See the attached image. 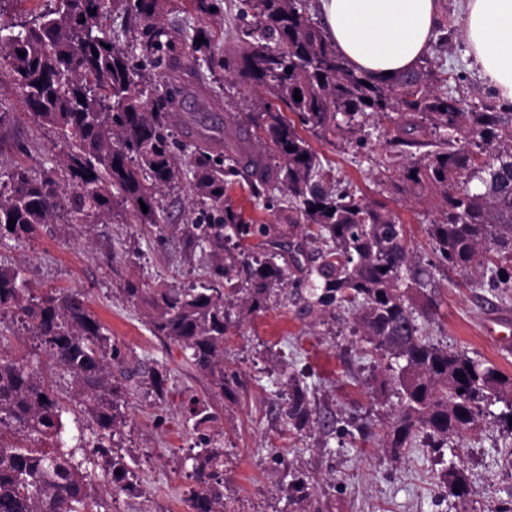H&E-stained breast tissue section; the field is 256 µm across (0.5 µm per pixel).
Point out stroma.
Masks as SVG:
<instances>
[{
  "label": "stroma",
  "instance_id": "obj_1",
  "mask_svg": "<svg viewBox=\"0 0 512 512\" xmlns=\"http://www.w3.org/2000/svg\"><path fill=\"white\" fill-rule=\"evenodd\" d=\"M207 27L213 39L210 70L222 81V103L212 107V120L225 141L234 142L252 134L244 115L253 110L260 92L223 79L228 19L215 17ZM439 30L448 42L433 44L430 58L435 66L459 73V81L449 84L453 95L474 109L496 103L467 52L458 0H442ZM0 100L7 104L0 117V181L18 166L33 172L52 166L60 152L53 134L27 114L10 83L0 84ZM394 125L393 117L376 119L362 147L354 130L332 142L314 137L310 143L337 181L399 215L412 262L424 270L423 287L406 291L413 309H432L420 322L424 335L512 375V348H504L492 331L494 318L512 319V294L499 281L448 269L433 253L427 233L432 200L418 201L392 188L402 163L389 144ZM190 194L186 183L163 191L169 227L161 246L154 232L136 224L128 212L115 223L88 230L50 224L36 238L0 242V263L23 265L37 287L77 289L87 296L118 349L114 376L142 363L168 376L161 395L146 378L127 384L126 422L115 441L137 475L135 492L112 493L102 483L101 459L93 448L79 452L90 461L101 512H190L187 499L194 482L188 454L194 438L186 416L192 395L208 401L218 417L224 501L235 512H456L457 503L446 489L449 457L438 450L436 439L419 433L412 447L398 455L383 445V429L398 411L399 399L396 392L378 390L383 366L355 332L356 307L346 303L334 314L303 318L292 302L253 312L237 301L224 364L240 371L243 385L230 397L211 395L206 377L186 361L181 348L152 335L143 309L128 302L122 288L129 281L188 285L205 280L208 254L184 255L177 231L191 216ZM0 335L72 407L69 376L31 333L6 317L0 319ZM291 370L306 374L318 416L299 433L289 431L281 415L279 378ZM85 424L82 412L72 407L65 416V439L77 438ZM448 446L464 463L472 491L468 512H494L512 501V428L498 413H485L463 438H449ZM292 471L305 477L310 492L297 504L289 503L284 492Z\"/></svg>",
  "mask_w": 512,
  "mask_h": 512
}]
</instances>
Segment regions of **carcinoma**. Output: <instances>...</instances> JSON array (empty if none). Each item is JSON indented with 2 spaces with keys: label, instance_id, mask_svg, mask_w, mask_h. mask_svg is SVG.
I'll use <instances>...</instances> for the list:
<instances>
[{
  "label": "carcinoma",
  "instance_id": "1",
  "mask_svg": "<svg viewBox=\"0 0 512 512\" xmlns=\"http://www.w3.org/2000/svg\"><path fill=\"white\" fill-rule=\"evenodd\" d=\"M45 2V8L35 6L24 19L0 27V40L16 36L0 53V75L9 74L26 112L54 133L62 157L37 174L18 166L0 182V239H33L60 221L110 224L124 209L156 230L161 243L158 194L188 181L197 215L179 231L184 252L207 251L214 258L207 279L145 288L129 282L123 293L146 312L152 334L179 346L222 395L238 384L236 375L224 372L234 303L240 294L256 311L277 303L276 288L287 283L279 260L290 250L286 229L262 224L234 206L231 192L244 179L268 209L278 191L285 198L282 223L306 226L298 252L320 244L305 277L306 295L298 298L299 314L321 316L355 304L366 341L380 357L401 363L391 380L400 394L386 431L392 452L411 447L422 430L443 439L462 435L493 403L503 405L501 418L512 423L511 376L422 334L401 289L408 278L418 282L419 272L411 270L400 217L331 182L304 136L328 141L347 129L364 130L370 117L396 113L390 143L404 157L399 190L440 200L428 225L434 251L454 270L496 276L502 264H512L511 103L462 108L428 57L367 87V78L342 61L308 16L306 0H240L245 26L237 46L224 52V80L238 76L264 93L259 110L247 115L256 149L222 148L219 129L204 125L196 129L185 170L177 161L183 145L171 126L189 87L157 84L145 74L177 60V43L163 20L175 0ZM189 2L201 19L224 11L222 0ZM110 11L122 23L109 32L104 18ZM210 44V32L201 25L183 39L182 49L195 58ZM296 90L300 101L293 97ZM422 147L429 151L416 153ZM5 314L20 319L69 375L74 398L95 427L93 447L104 458L112 492L131 489L135 472L112 448L126 404L112 373L116 348L85 294L39 292L22 267L0 264V316ZM285 385L284 421L300 432L316 421L308 385L295 372L286 375ZM68 412L26 356L0 347V512H99L78 447L62 439ZM216 420L206 402L191 399L187 421L198 434L190 455L197 485L188 498L191 512H224V443L210 433ZM287 493L290 503L308 498L305 479L291 474ZM448 494L462 505L471 494L454 464Z\"/></svg>",
  "mask_w": 512,
  "mask_h": 512
}]
</instances>
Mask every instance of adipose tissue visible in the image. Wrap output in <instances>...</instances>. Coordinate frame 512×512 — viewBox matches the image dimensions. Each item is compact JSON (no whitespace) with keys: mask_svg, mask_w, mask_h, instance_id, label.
Masks as SVG:
<instances>
[{"mask_svg":"<svg viewBox=\"0 0 512 512\" xmlns=\"http://www.w3.org/2000/svg\"><path fill=\"white\" fill-rule=\"evenodd\" d=\"M337 54L372 81L410 70L438 35L440 0H317ZM463 32L491 86L512 101V0H463Z\"/></svg>","mask_w":512,"mask_h":512,"instance_id":"adipose-tissue-1","label":"adipose tissue"}]
</instances>
